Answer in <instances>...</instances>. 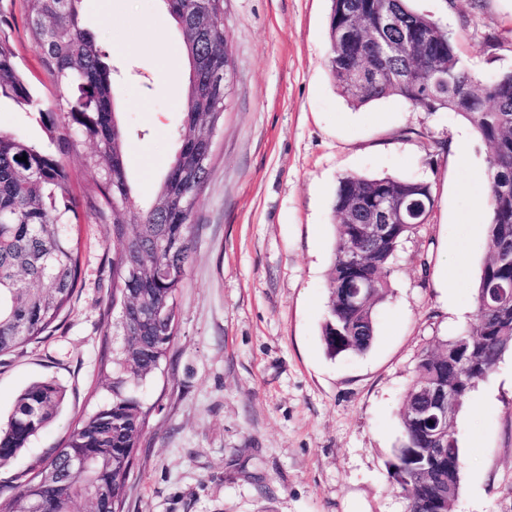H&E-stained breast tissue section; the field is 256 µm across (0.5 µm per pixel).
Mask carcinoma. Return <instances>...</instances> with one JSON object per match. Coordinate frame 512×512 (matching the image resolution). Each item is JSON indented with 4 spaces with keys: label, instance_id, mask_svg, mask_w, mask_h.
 <instances>
[{
    "label": "carcinoma",
    "instance_id": "carcinoma-1",
    "mask_svg": "<svg viewBox=\"0 0 512 512\" xmlns=\"http://www.w3.org/2000/svg\"><path fill=\"white\" fill-rule=\"evenodd\" d=\"M79 0H24L27 29L42 51V65L57 84L54 101L41 107L24 77L8 35H0V97L37 108L57 150L0 133V355L38 339L60 318L78 287L80 259L68 226L79 221L61 160L75 154L93 175L85 195L87 216L112 225L119 247L112 252L111 307L104 327L112 348L102 357L100 378L112 400L86 414L66 439L33 467L34 476L7 498L0 512H73L82 500L94 512H124L128 470L134 465L148 411L136 389L171 357L179 327L177 297L192 260L191 229L208 175L213 135L224 123V64L232 60L224 24V0H164L181 26L190 65L180 148L139 222L128 229L135 205L125 163V134L115 121V90L100 46L78 20ZM363 0H332L328 69L341 94L362 107L398 96L426 112L460 115L491 146L487 167V249L476 282L470 330L423 351L400 409L402 437L387 462L388 474L408 501L409 512H436L432 497L461 487L463 459L453 427L441 432L415 423L429 390L453 385L455 411L471 389L512 350V307L503 309L489 289L512 280V71L482 81L462 63L452 37L408 0H371L366 17L345 11ZM407 17L426 43L405 45L399 31L387 33L397 51L382 70L364 80L351 70L360 57L347 53L339 31L350 24L368 30L374 18ZM25 156L27 161L18 158ZM385 191L411 201L433 196L426 182L396 176L339 179L333 204L336 242L328 280L329 303L322 336L335 358L363 354L376 335L377 306L390 288L396 253L417 229L376 243L364 266L367 300L350 305L339 274L350 249L348 225L359 222L361 197ZM62 389L37 382L17 398L0 427V464L7 463L58 414ZM83 454L85 468L71 467Z\"/></svg>",
    "mask_w": 512,
    "mask_h": 512
}]
</instances>
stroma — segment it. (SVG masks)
Instances as JSON below:
<instances>
[{
  "label": "stroma",
  "instance_id": "1",
  "mask_svg": "<svg viewBox=\"0 0 512 512\" xmlns=\"http://www.w3.org/2000/svg\"><path fill=\"white\" fill-rule=\"evenodd\" d=\"M12 12L20 66L41 102L55 91ZM331 0H224L234 78L192 227L171 358L138 390L148 426L126 512H407L386 463L420 353L473 321L486 252L490 145L456 113L388 97L354 108L327 67ZM488 80L512 70V0H411ZM81 26L113 69L115 109L137 206L179 148L189 66L164 0H82ZM0 131L43 144L36 113L0 99ZM431 185L435 206L400 247L376 338L329 357L322 341L345 174ZM80 280L41 339L0 356V421L20 393L56 381L63 406L0 467V495L32 474L79 417L111 395L98 374L112 345L108 224L82 220ZM465 460L453 512H512V352L470 392L456 420Z\"/></svg>",
  "mask_w": 512,
  "mask_h": 512
}]
</instances>
